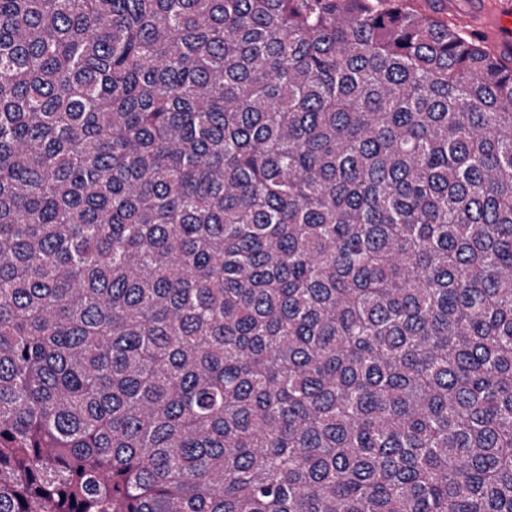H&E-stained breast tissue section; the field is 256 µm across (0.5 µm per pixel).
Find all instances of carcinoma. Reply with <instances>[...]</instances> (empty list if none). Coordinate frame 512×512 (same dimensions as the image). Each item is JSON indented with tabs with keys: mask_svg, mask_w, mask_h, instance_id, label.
<instances>
[{
	"mask_svg": "<svg viewBox=\"0 0 512 512\" xmlns=\"http://www.w3.org/2000/svg\"><path fill=\"white\" fill-rule=\"evenodd\" d=\"M0 512H512V69L393 0H0Z\"/></svg>",
	"mask_w": 512,
	"mask_h": 512,
	"instance_id": "cac0c4a2",
	"label": "carcinoma"
}]
</instances>
